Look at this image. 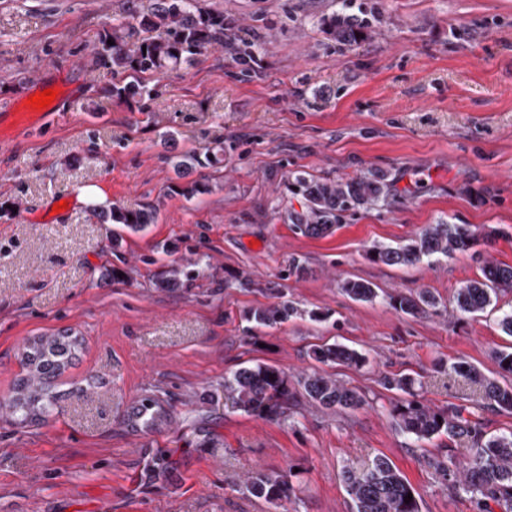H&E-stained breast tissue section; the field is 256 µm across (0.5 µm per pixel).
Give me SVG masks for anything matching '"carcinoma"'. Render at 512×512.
I'll return each mask as SVG.
<instances>
[{"instance_id":"cac0c4a2","label":"carcinoma","mask_w":512,"mask_h":512,"mask_svg":"<svg viewBox=\"0 0 512 512\" xmlns=\"http://www.w3.org/2000/svg\"><path fill=\"white\" fill-rule=\"evenodd\" d=\"M141 26L162 25L167 37L146 41L131 48L128 38L135 25L117 24L101 41V54L108 58L112 73L124 75L119 84L110 88L113 97L121 102L142 96L147 92L143 76L160 75L181 65H189L203 48L215 42L232 43L235 24L222 13L199 10L196 0H157L154 11L141 18ZM336 41L353 44L371 37L373 30L367 19L353 15H332L325 22ZM114 44H108V41ZM176 173L183 177L199 167H216L223 163L224 154L218 151L185 152L171 157ZM291 185L305 200L300 211H288V223L295 232L306 237H321L330 232L343 213L368 202L379 200L387 186L385 176L378 171L367 174L323 180L304 171L290 174ZM91 210L102 224H121L131 231H139L154 223L155 210H121L111 205L91 204ZM478 239L468 224H427L419 233L401 246H375L369 258L386 266H413L423 259L448 257L456 252H467ZM343 292L355 301L370 302L378 293L364 280L349 279L342 283ZM512 291V266L486 263L482 278L474 279L459 288L454 295V309L461 317L473 316L492 304L500 294ZM391 306L404 314L416 317L443 305L441 298L427 288L409 295L390 298ZM297 314V309L286 301L251 309L247 320L260 326H275ZM80 346L72 336H41L33 340L26 354L29 370L19 380L14 395L0 402L14 421L25 423L30 417L52 416L58 400L52 392L55 378L66 368ZM321 363H335L358 367L364 357L357 350L342 344L323 345L311 351ZM492 359L498 373L512 378V346L496 349ZM445 372L460 377L477 387L487 407L512 411V381L504 385L496 379L484 377L464 359L448 364ZM417 379L406 374L385 375L380 385L388 391H400L408 398L397 403L392 417L397 428L416 440L430 439L445 433L450 439H465L466 463L456 471L440 460L434 466L441 473L446 487L455 493L469 496L483 512L494 502L512 509V432L489 435L480 424L463 417L456 405L433 408L417 398ZM303 396L324 408L353 410L363 404L356 391L329 375L319 372L307 374L299 380ZM224 391L238 409L258 416L280 413L294 398L288 379L277 367L255 364L238 368L224 377ZM341 482L352 502V512H419L417 498L405 502L414 493L411 485L386 457H377L370 464L357 468L342 467ZM247 492L275 506L296 495V489L284 476L257 472L245 483Z\"/></svg>"}]
</instances>
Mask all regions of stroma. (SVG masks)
I'll use <instances>...</instances> for the list:
<instances>
[{
	"label": "stroma",
	"mask_w": 512,
	"mask_h": 512,
	"mask_svg": "<svg viewBox=\"0 0 512 512\" xmlns=\"http://www.w3.org/2000/svg\"><path fill=\"white\" fill-rule=\"evenodd\" d=\"M155 2L0 0V110L38 78L61 109L0 144V400L25 373L29 339L83 341L55 417L17 425L0 409V512H276L244 489L258 471L288 476V512H351L341 468L378 455L420 512H477L433 465L454 440L399 431L398 395L379 380L412 374L424 403L467 407L491 435L512 431V413L483 409L471 385L437 371L463 358L495 376L493 350L512 343L496 325L512 293L476 317L446 306L484 262L512 266V0H197L234 19L239 40L260 48L254 61L210 45L148 77L149 97L118 101L100 39ZM338 12L370 19L372 38L336 42L324 20ZM216 146L223 168L197 169L209 189L185 198L171 156ZM370 169L387 176L383 198L324 237L293 231L285 215L302 199L291 172ZM88 186L126 210L155 207L154 224L113 246L112 225L80 199ZM440 222L470 225L475 251L414 266L369 259L372 246ZM295 259L305 277L290 275ZM171 264L193 272L175 290L158 279ZM346 279L371 282L378 298L349 299ZM421 288L443 307L412 317L388 303ZM281 298L298 316L246 321ZM333 343L365 364L311 358ZM257 363L293 389L305 374L331 375L365 402L338 411L300 397L272 417L233 409L225 374ZM144 396L163 410L152 430L133 416Z\"/></svg>",
	"instance_id": "obj_1"
}]
</instances>
